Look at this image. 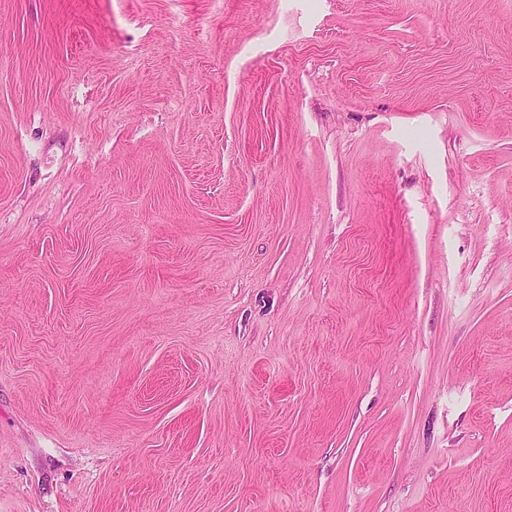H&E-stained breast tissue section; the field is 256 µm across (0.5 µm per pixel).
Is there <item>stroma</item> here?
<instances>
[{
	"mask_svg": "<svg viewBox=\"0 0 512 512\" xmlns=\"http://www.w3.org/2000/svg\"><path fill=\"white\" fill-rule=\"evenodd\" d=\"M0 512H512V0H0Z\"/></svg>",
	"mask_w": 512,
	"mask_h": 512,
	"instance_id": "35a3bbf8",
	"label": "stroma"
}]
</instances>
